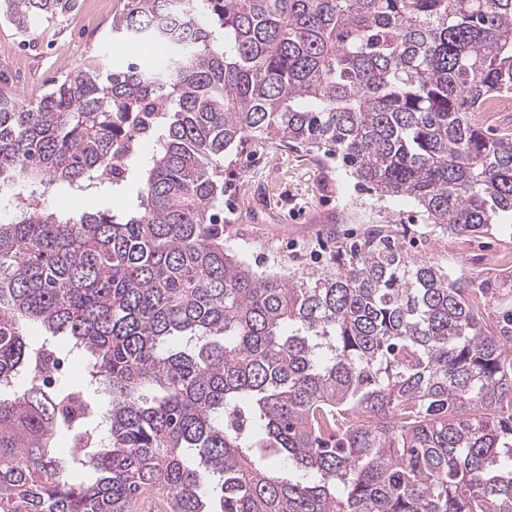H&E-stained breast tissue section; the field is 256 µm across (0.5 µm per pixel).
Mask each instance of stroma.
<instances>
[{
	"instance_id": "stroma-1",
	"label": "stroma",
	"mask_w": 512,
	"mask_h": 512,
	"mask_svg": "<svg viewBox=\"0 0 512 512\" xmlns=\"http://www.w3.org/2000/svg\"><path fill=\"white\" fill-rule=\"evenodd\" d=\"M125 5L126 0H76L63 17L33 20L24 31L1 17L0 88L35 100L76 67L148 60V51L134 41L112 37V19ZM223 169L224 243L257 272L328 271L336 265L334 232L352 241L383 217L403 250L416 257L449 268L468 267L490 278L507 271L496 256L512 251L511 225H497L460 251L454 237L423 224L413 201H377L324 151L262 135L226 154ZM137 191L131 177L123 192L60 190L51 205L74 217L86 211L119 213L136 204Z\"/></svg>"
}]
</instances>
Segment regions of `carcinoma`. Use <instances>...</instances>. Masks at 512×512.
Here are the masks:
<instances>
[{
	"instance_id": "1",
	"label": "carcinoma",
	"mask_w": 512,
	"mask_h": 512,
	"mask_svg": "<svg viewBox=\"0 0 512 512\" xmlns=\"http://www.w3.org/2000/svg\"><path fill=\"white\" fill-rule=\"evenodd\" d=\"M74 5L0 0L23 31ZM112 36L166 68L0 88V387L27 377L0 394V512H512V272H449L376 225L332 271L259 274L224 246L218 164L276 134L443 233L490 231L512 134L473 113L512 98V0H127ZM143 138L135 209L48 206L119 191ZM24 318L87 355L108 450Z\"/></svg>"
}]
</instances>
